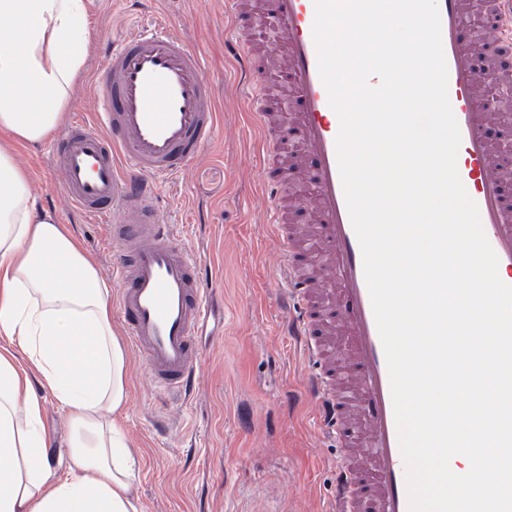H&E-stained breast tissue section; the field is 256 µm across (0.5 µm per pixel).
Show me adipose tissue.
I'll return each mask as SVG.
<instances>
[{
  "mask_svg": "<svg viewBox=\"0 0 512 512\" xmlns=\"http://www.w3.org/2000/svg\"><path fill=\"white\" fill-rule=\"evenodd\" d=\"M89 37V0H0V512H142L112 290L16 159L60 128ZM37 384L66 411L62 472Z\"/></svg>",
  "mask_w": 512,
  "mask_h": 512,
  "instance_id": "1",
  "label": "adipose tissue"
}]
</instances>
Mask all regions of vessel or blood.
Listing matches in <instances>:
<instances>
[{"mask_svg":"<svg viewBox=\"0 0 512 512\" xmlns=\"http://www.w3.org/2000/svg\"><path fill=\"white\" fill-rule=\"evenodd\" d=\"M228 0L234 55L257 76L261 188L272 205L271 228L283 257L281 290L297 312L287 331L298 337L311 371L305 389L324 434L336 440L334 512H408L406 469L399 449L384 347L364 277L362 251L340 178V121L318 71L313 0ZM448 69V96L457 120L460 179L476 202L500 279L512 285V203L505 198L512 157L487 134L504 111L484 109L493 77L512 75V0H484L480 34L470 30L469 0H437ZM277 23L284 55L257 53L250 29ZM293 82L273 103L279 70ZM99 110L78 115L52 148L65 200L92 221L108 220L119 254L116 309L147 377L178 393L200 363L196 338L212 311L206 263L175 242L173 225L155 206L157 182L196 160L218 132L215 88L200 52L154 30L114 44L92 78ZM293 133L301 165L288 166L284 133ZM315 224L303 236L288 227L291 207Z\"/></svg>","mask_w":512,"mask_h":512,"instance_id":"1","label":"vessel or blood"}]
</instances>
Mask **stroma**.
I'll list each match as a JSON object with an SVG mask.
<instances>
[{
  "label": "stroma",
  "instance_id": "obj_1",
  "mask_svg": "<svg viewBox=\"0 0 512 512\" xmlns=\"http://www.w3.org/2000/svg\"><path fill=\"white\" fill-rule=\"evenodd\" d=\"M157 17L203 54L216 89L219 133L184 172L160 181L158 205L180 246L205 258L218 293L186 397L160 393L126 351L129 401L119 422L139 450L134 490L143 512H326L340 450L316 423L304 360L282 331L279 253L246 123L248 78L225 47L224 0H92L90 52L65 117L95 113L90 84L105 53ZM51 149L22 147L18 160L43 205L112 280L117 256L102 225L67 206Z\"/></svg>",
  "mask_w": 512,
  "mask_h": 512
}]
</instances>
